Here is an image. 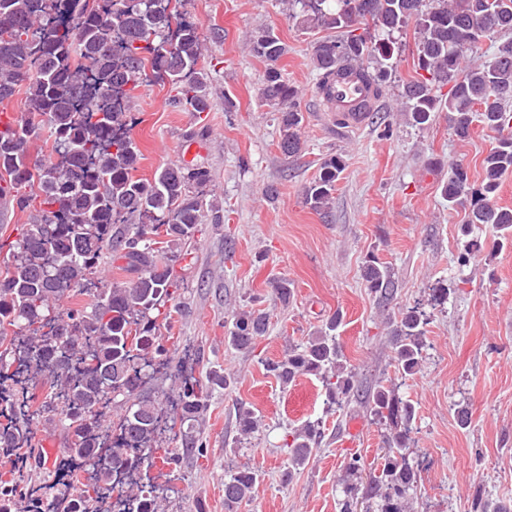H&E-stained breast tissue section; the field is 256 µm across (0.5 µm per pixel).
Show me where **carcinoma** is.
I'll return each instance as SVG.
<instances>
[{"mask_svg": "<svg viewBox=\"0 0 512 512\" xmlns=\"http://www.w3.org/2000/svg\"><path fill=\"white\" fill-rule=\"evenodd\" d=\"M350 0H288L300 26L319 33L311 64L320 86L336 67H363L365 79L382 94L399 51L394 34L414 26L417 69L424 75L403 84L401 111L424 127L432 114L455 119V135L466 139L461 119L480 114L486 128L500 133L482 161L479 187L467 168L451 165L442 197L448 207L474 224H491L502 241L512 243V209L496 203L502 177L512 171V0H355L362 33L345 10ZM183 0H0V104L24 94L17 119L0 128V182L21 211L28 212L18 239L0 259V459L7 462L36 453L29 405L34 398H13L4 388L20 373L49 380L40 402L49 418L60 416L67 431L68 457L92 470L91 482L63 483L67 488L41 508L27 490L20 469L0 472V512H99L100 489H116L130 505L126 512H162L156 495L164 470L177 469L189 456H201L206 444L195 423L206 413L211 387L226 388L230 376L210 374L203 386L182 378L171 402L169 429H178L180 445L159 440L165 410L140 393L155 366L168 363L161 329L180 313L173 304L179 280L173 262L184 255L203 223L202 188L211 182L205 167L176 164L138 175L142 154L131 130L135 91L146 81L167 83L177 91L174 104L209 109L208 75L201 66V26L188 19ZM382 33L374 41L369 26ZM494 33L501 41L480 64L467 54ZM251 50L267 62L259 89L262 100L280 114L281 151L298 156L303 147L299 91L278 67L287 53L272 29L251 39ZM451 85L448 95L438 89ZM52 139L48 155L35 158L30 144L43 130ZM346 164L323 159L305 188L304 201L316 212L330 209L336 183ZM172 262L158 260L161 247ZM124 260L126 282L97 277L108 254ZM368 288L381 298L392 293L389 267L370 258L364 267ZM87 296L89 302L67 311L63 298ZM340 316L264 367L283 386L301 375L322 380L329 407L357 402L373 421L394 431L383 435L382 468L366 495L377 512H408L417 486L411 462L414 406L395 384L378 383L362 395L336 336ZM430 315L408 307L392 323L394 363L403 377L416 375L427 347ZM267 328L265 313L249 310L234 317L228 343L249 351ZM119 412V439L108 441L103 409ZM254 411L238 409L242 434L255 429ZM324 437L321 419L288 431L290 466L285 476L311 458ZM260 483L256 467L243 466L224 476L225 512H240Z\"/></svg>", "mask_w": 512, "mask_h": 512, "instance_id": "carcinoma-1", "label": "carcinoma"}]
</instances>
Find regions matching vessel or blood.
<instances>
[{
    "mask_svg": "<svg viewBox=\"0 0 512 512\" xmlns=\"http://www.w3.org/2000/svg\"><path fill=\"white\" fill-rule=\"evenodd\" d=\"M376 103L359 68H337L327 96L328 109L335 112L337 127L347 130L363 127L370 112L375 111Z\"/></svg>",
    "mask_w": 512,
    "mask_h": 512,
    "instance_id": "obj_1",
    "label": "vessel or blood"
}]
</instances>
